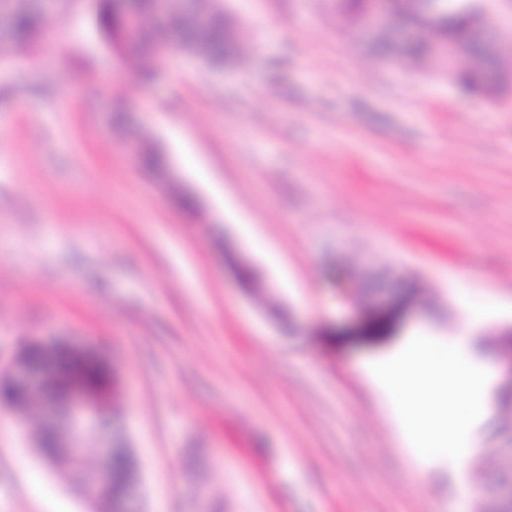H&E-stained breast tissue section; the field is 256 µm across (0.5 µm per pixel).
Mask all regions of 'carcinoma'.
I'll return each instance as SVG.
<instances>
[{
	"label": "carcinoma",
	"instance_id": "1",
	"mask_svg": "<svg viewBox=\"0 0 512 512\" xmlns=\"http://www.w3.org/2000/svg\"><path fill=\"white\" fill-rule=\"evenodd\" d=\"M371 0H336V17L343 20L353 33H358L362 16L368 11ZM142 21L134 37H129L124 20L122 0H97V25L99 30L118 46L123 55L147 60L179 49L201 60L213 72H220L224 64L233 60V42L224 30V10L218 0H169L167 14L157 17L151 3L139 4ZM434 16V35L443 36L456 43L469 40L471 31L479 25L469 0H430ZM0 45L25 49L40 40L46 25L44 13L35 0H0ZM370 55L393 60L402 57L408 66L419 68L430 59L428 41L402 44L393 29L387 28L373 34L369 42ZM512 55V43L495 46L493 62L501 73L498 84H486L482 79L488 58L475 49L465 57L448 65V78L461 90L482 93L497 98L512 84V69L501 66L500 60ZM144 171L160 175L167 168V157L157 149L141 153ZM65 379L101 384L108 376L104 365L90 367L69 347H59ZM66 393V383L57 382L48 391L38 395L40 412L58 405ZM32 403V397L15 390L7 381L0 382V405L22 410ZM112 496L116 497L126 486L137 480V471L122 448L112 450ZM476 512H512V500L490 491L482 498Z\"/></svg>",
	"mask_w": 512,
	"mask_h": 512
}]
</instances>
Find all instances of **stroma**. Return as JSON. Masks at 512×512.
I'll list each match as a JSON object with an SVG mask.
<instances>
[{
	"label": "stroma",
	"instance_id": "stroma-1",
	"mask_svg": "<svg viewBox=\"0 0 512 512\" xmlns=\"http://www.w3.org/2000/svg\"><path fill=\"white\" fill-rule=\"evenodd\" d=\"M223 7L220 74L174 52L142 82L94 0L49 11L51 52L0 56V371L35 337L107 360L131 512H472L512 483L488 462L512 458V410L488 397L443 480L362 367L450 343L466 300L500 306L469 353L512 384L489 340L512 327V94L369 56L331 0ZM37 421L0 410V512H93L30 448Z\"/></svg>",
	"mask_w": 512,
	"mask_h": 512
}]
</instances>
